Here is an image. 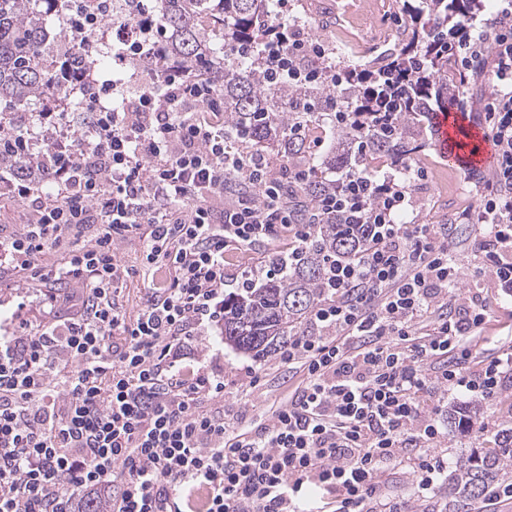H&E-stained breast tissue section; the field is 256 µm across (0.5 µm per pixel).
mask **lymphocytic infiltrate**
Returning <instances> with one entry per match:
<instances>
[{
  "label": "lymphocytic infiltrate",
  "instance_id": "f902f5d3",
  "mask_svg": "<svg viewBox=\"0 0 512 512\" xmlns=\"http://www.w3.org/2000/svg\"><path fill=\"white\" fill-rule=\"evenodd\" d=\"M493 18L456 23L450 53L460 76L491 64L497 79L482 123L497 150L476 213L457 224L482 228L473 242L498 284L512 290V0H495ZM124 19L115 56L151 60L132 111L102 106L109 83L81 84L89 114L71 145L33 151V137L0 116V145L18 157L15 197L35 208L21 231L0 235V274L28 283L27 296L0 319V512H79V500L112 493V512H187L188 489L206 493L202 512H300L303 492L333 495V512H415L446 463L433 456L445 437L437 411L420 398L447 387L495 401L512 376V346L474 360L467 344L486 323L481 292L449 296L458 275L446 224H403L407 186L347 170L317 202L284 193L305 184L299 164L273 167L224 132L216 80L162 64L163 40L138 4ZM260 54L281 77L312 73L324 51L283 20ZM244 176L251 191L225 196ZM366 225L370 246L336 267L332 300L309 316V329L278 351L302 382L261 427L232 426L212 403L224 375L227 290L286 273L316 224L336 214ZM287 239L285 248L237 274L227 257ZM142 242L146 268L167 267L170 282L147 289L136 316L121 301L132 270L120 246ZM60 254L48 264L47 253ZM70 285L67 293L58 292ZM50 306L33 319L31 302ZM70 306L72 314L59 316ZM433 328L418 329L424 317ZM196 354L188 375L183 350ZM410 467L415 493L390 497L381 477Z\"/></svg>",
  "mask_w": 512,
  "mask_h": 512
}]
</instances>
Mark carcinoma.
<instances>
[{"label": "carcinoma", "mask_w": 512, "mask_h": 512, "mask_svg": "<svg viewBox=\"0 0 512 512\" xmlns=\"http://www.w3.org/2000/svg\"><path fill=\"white\" fill-rule=\"evenodd\" d=\"M65 0H0V113L32 111L38 101L59 96L67 79L83 68L80 50L54 65L43 55L50 15L65 21ZM411 9L406 36L364 68L348 71L340 86L327 80L310 84L271 86L266 68L253 59L231 60L226 47L267 34L265 22L276 11V0H156L152 21L169 35L167 53L179 66L208 77L223 75L218 93L224 102V130L249 133L250 150L277 155L288 163L308 164L310 182L299 189L309 200L336 187L330 169L360 168L368 155L389 157L406 165L424 144V125L448 109V98L460 88L448 82V53L438 49L446 40L448 21L476 8L478 0H418ZM334 100L352 113L344 125L333 124L331 148L324 159L311 158L310 141L325 133L322 102ZM380 112L396 115L386 129L376 126ZM307 127L293 138L288 129ZM360 224L340 218L315 225L313 237L282 278L224 300V343L233 350L263 358L299 332L303 321L332 293L322 288L328 261H352L366 247ZM494 447L477 448L463 459L444 490L443 512H475L476 504L494 496L512 469V428L499 431ZM83 512H111L112 492L82 501Z\"/></svg>", "instance_id": "1"}]
</instances>
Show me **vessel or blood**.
<instances>
[{"label": "vessel or blood", "mask_w": 512, "mask_h": 512, "mask_svg": "<svg viewBox=\"0 0 512 512\" xmlns=\"http://www.w3.org/2000/svg\"><path fill=\"white\" fill-rule=\"evenodd\" d=\"M436 147L443 158L469 165H482L489 161L492 146L484 132L469 126L463 114L441 113L435 119Z\"/></svg>", "instance_id": "obj_1"}]
</instances>
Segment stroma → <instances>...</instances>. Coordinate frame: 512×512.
Here are the masks:
<instances>
[{
    "label": "stroma",
    "instance_id": "stroma-1",
    "mask_svg": "<svg viewBox=\"0 0 512 512\" xmlns=\"http://www.w3.org/2000/svg\"><path fill=\"white\" fill-rule=\"evenodd\" d=\"M342 23L358 34L366 54H373L377 47L376 33L382 27H399L407 19L406 0H334ZM91 76L98 82L116 84L124 89L128 102H135L140 81L128 66L113 63L99 65L94 50L83 53ZM413 168L425 169L427 179L414 180L409 184L412 204L402 214L403 220H416L420 224H444L455 214L479 207L480 191L476 179L489 175L486 167L463 169L448 164L434 146H426L421 158L413 161ZM475 224L458 225L455 237L459 242L457 258L459 274L453 290L462 297L474 288L487 297L491 315L478 339L475 352L478 358L494 356L498 348L512 343V296L498 288L480 253L471 249L469 242L479 235ZM121 255L127 264L136 267L123 290L127 312L136 313L140 298L149 283H164L170 278L167 269L143 270L138 240L131 239L121 246ZM301 376L279 363L277 357L257 358L233 350L224 352V402L231 415H244L255 424L267 423L272 408L286 402L298 386ZM506 395L492 403L472 396L462 390L449 389L444 397L448 409L469 412L478 411L479 421L487 425L484 433L462 432L454 424H447V445L442 454L449 467H456L470 449L484 447L498 431L512 427V385L506 386Z\"/></svg>",
    "mask_w": 512,
    "mask_h": 512
}]
</instances>
